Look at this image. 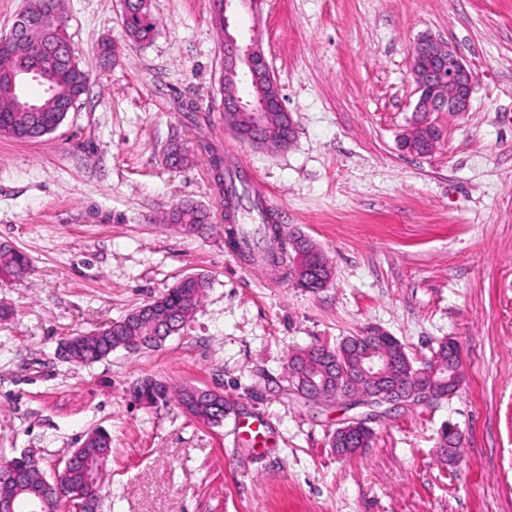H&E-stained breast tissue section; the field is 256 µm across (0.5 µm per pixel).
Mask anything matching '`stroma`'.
<instances>
[{
	"instance_id": "stroma-1",
	"label": "stroma",
	"mask_w": 512,
	"mask_h": 512,
	"mask_svg": "<svg viewBox=\"0 0 512 512\" xmlns=\"http://www.w3.org/2000/svg\"><path fill=\"white\" fill-rule=\"evenodd\" d=\"M145 44L121 0H62L89 84L36 141L0 135V243L28 255L0 280V460L28 451L46 472L101 428L112 463L101 512H512V0H263L238 12L261 41L294 123L287 147L224 127V53L212 0H150ZM429 34L472 69L469 112L433 113L432 155L402 150L417 94L411 47ZM118 51L101 65L98 45ZM207 122L191 125L182 103ZM211 143L251 198L318 244L333 276L298 287L291 263L245 262L225 244L208 155L169 167V144ZM191 201L206 233L163 218ZM211 281L193 319L158 349L77 366L64 339L155 299L180 278ZM376 326L414 365L440 342L462 353L447 399L385 412L311 403L289 388L298 349ZM153 378L223 392L221 425L153 408L130 390ZM366 420L371 448L341 457L329 438ZM462 434L455 460L441 429Z\"/></svg>"
}]
</instances>
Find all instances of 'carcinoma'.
<instances>
[{"mask_svg":"<svg viewBox=\"0 0 512 512\" xmlns=\"http://www.w3.org/2000/svg\"><path fill=\"white\" fill-rule=\"evenodd\" d=\"M24 13L62 19L60 0H29ZM124 25L131 43L141 44L149 40L156 27L149 0H134L124 14ZM67 45L66 31L58 23L31 35L21 44L0 46V135L34 140L50 134L65 119L63 107L76 105L85 94L88 74L73 56L53 80L54 89L41 112L24 111L20 88L12 87L3 79L5 73L38 59L40 50L51 48L63 54ZM287 135L288 127L281 125L278 113H273L268 122L267 136L277 143ZM441 137L442 131L439 129L418 128L412 131L411 136L403 137V142L412 138L425 144H437ZM191 161L192 153L184 146L173 144L168 148V166L181 168ZM240 185H245V182L236 177L227 181L219 180L217 187L221 202L225 205L240 204L243 198L238 190ZM252 209L257 211L261 220L255 229L236 223L227 227L228 245L233 250L249 259L259 251L266 264L278 267L284 261L286 244L290 243L293 249L303 250L318 262L311 273H303L297 267H292L300 287L313 288V282L319 276L328 280L332 278L331 265L321 248L300 236L285 234L281 225L271 221L261 201L253 202ZM210 219L207 208L189 202L176 205L167 216L170 224L188 225L190 235L202 232ZM29 269L30 261L24 253L9 244H0L1 279L20 280ZM209 286V280L203 275L192 279L182 278L161 296L95 332L64 340L60 355L68 362L86 365L100 361L118 349L129 350L133 346L138 350L157 348L161 346L157 332L163 328V321H171L181 327L187 325ZM317 351L342 359L348 348L341 343L334 348L313 346L303 349L292 357V369L300 371L314 367ZM133 392L136 393L134 399L148 407L173 401L186 417L197 423L218 426L224 421L226 401L224 394L216 390L206 395L200 393V388L192 386L172 391L167 384L146 378L134 387ZM373 439L372 429L359 426L347 435L332 436L330 446L369 448ZM70 455L76 457V463L64 475L59 490L55 492L48 489V478L36 460L5 461L0 464V497L14 499L15 512H62L65 504L72 512H93L101 501L105 475L112 462V438L107 431L95 429L84 435L82 443L71 449Z\"/></svg>","mask_w":512,"mask_h":512,"instance_id":"obj_1","label":"carcinoma"}]
</instances>
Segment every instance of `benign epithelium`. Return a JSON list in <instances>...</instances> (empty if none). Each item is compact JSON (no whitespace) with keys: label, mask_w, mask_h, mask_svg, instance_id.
<instances>
[{"label":"benign epithelium","mask_w":512,"mask_h":512,"mask_svg":"<svg viewBox=\"0 0 512 512\" xmlns=\"http://www.w3.org/2000/svg\"><path fill=\"white\" fill-rule=\"evenodd\" d=\"M261 4L262 0H214L213 3L214 13L223 22L221 39L225 54L221 84L227 107L224 126L251 145L279 149L288 146V141L274 144L265 134L269 100L259 96L254 100L239 101L234 97V90L242 84L276 85L261 42L253 35L245 38L230 31L232 14L241 8L254 13ZM46 26L47 21L43 19L21 16L13 23L10 33L0 40H21ZM411 59V73L419 93L414 107L416 126H435L429 120L432 112L460 115L470 111L474 74L453 48L431 36L423 37L412 46ZM43 61V70L35 73L32 79L46 83L49 72L61 64V59L57 51L50 50L44 54ZM387 336L388 333L380 328H368L353 338L348 364L333 360L319 365L307 375L308 381L318 384L316 377L322 372L325 377L336 380V399L342 403L389 410L435 402L457 391L461 384L460 361L453 342H448L450 372L446 373L445 379L438 384L429 382L436 375V370L432 369L426 373L422 388L414 390L405 383L406 370L402 368V362L381 346Z\"/></svg>","instance_id":"benign-epithelium-1"}]
</instances>
